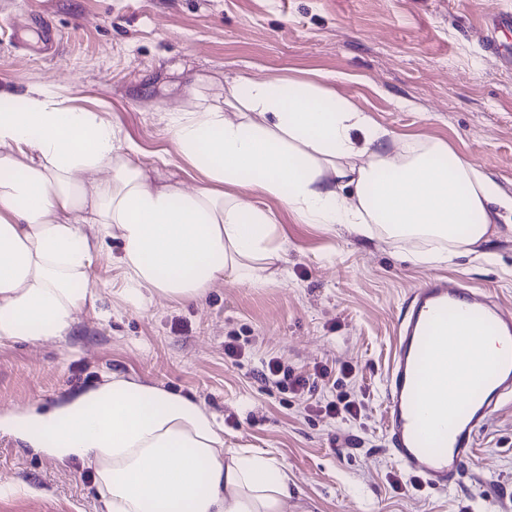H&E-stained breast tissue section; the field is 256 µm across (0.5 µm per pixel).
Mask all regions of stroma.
Here are the masks:
<instances>
[{
  "label": "stroma",
  "instance_id": "1",
  "mask_svg": "<svg viewBox=\"0 0 512 512\" xmlns=\"http://www.w3.org/2000/svg\"><path fill=\"white\" fill-rule=\"evenodd\" d=\"M512 0H0V86L40 85L104 111L137 142L157 179L192 188L161 120L190 84L223 99L232 79L314 82L367 112L391 136H426L468 156L512 195V68L482 49L488 13ZM57 55L39 50L42 26ZM285 261L265 285L232 277L197 303L142 308L117 294L118 244L94 268L99 314L69 336L0 342V410L50 403L119 373L204 403L224 445L276 457L294 496L287 512H512V407L480 433L460 487L404 471L386 440L385 374L402 308L436 276L512 305V223L445 265L414 263L424 243L361 238L299 224L261 197ZM238 337L241 369L226 367ZM295 372L352 366L357 419L327 420L265 383L269 358ZM0 512H101L93 471L0 434Z\"/></svg>",
  "mask_w": 512,
  "mask_h": 512
}]
</instances>
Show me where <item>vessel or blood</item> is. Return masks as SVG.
<instances>
[{
    "label": "vessel or blood",
    "instance_id": "1",
    "mask_svg": "<svg viewBox=\"0 0 512 512\" xmlns=\"http://www.w3.org/2000/svg\"><path fill=\"white\" fill-rule=\"evenodd\" d=\"M512 14L486 17L484 48L498 54ZM385 386V432L394 459L435 489L460 482L492 412L512 404V310L439 280L417 289L399 321ZM499 350H485L484 336Z\"/></svg>",
    "mask_w": 512,
    "mask_h": 512
}]
</instances>
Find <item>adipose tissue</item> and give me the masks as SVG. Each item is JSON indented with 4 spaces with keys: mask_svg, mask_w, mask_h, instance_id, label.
Masks as SVG:
<instances>
[{
    "mask_svg": "<svg viewBox=\"0 0 512 512\" xmlns=\"http://www.w3.org/2000/svg\"><path fill=\"white\" fill-rule=\"evenodd\" d=\"M163 120L199 185L156 181L140 146L99 112L42 86L0 87V340L68 335L95 309V260L120 247L136 306L200 299L224 275L262 285L279 227L251 195L301 224L417 240L443 264L488 242L512 196L447 142L397 139L314 83L239 77L223 104L189 90ZM0 433L87 462L103 512H285L275 457L224 445L204 404L118 375L49 408L0 412Z\"/></svg>",
    "mask_w": 512,
    "mask_h": 512,
    "instance_id": "ef3b65f1",
    "label": "adipose tissue"
}]
</instances>
